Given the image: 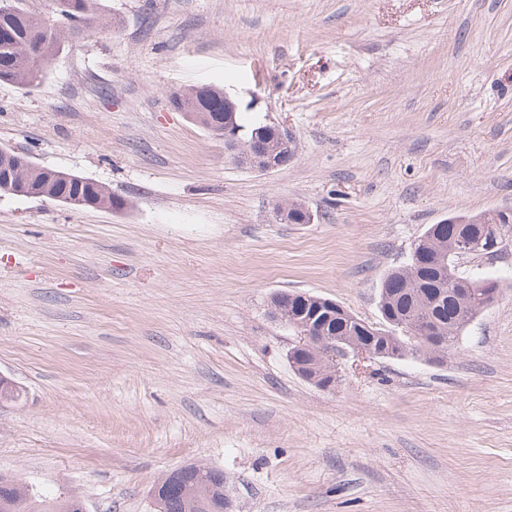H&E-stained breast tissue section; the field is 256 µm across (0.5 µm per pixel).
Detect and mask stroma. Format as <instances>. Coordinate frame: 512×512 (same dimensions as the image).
I'll use <instances>...</instances> for the list:
<instances>
[{
    "label": "stroma",
    "mask_w": 512,
    "mask_h": 512,
    "mask_svg": "<svg viewBox=\"0 0 512 512\" xmlns=\"http://www.w3.org/2000/svg\"><path fill=\"white\" fill-rule=\"evenodd\" d=\"M43 82H0V148L92 178L123 211L0 194V474L154 512L173 469L231 512H512V228L461 275L498 301L442 362L299 377L274 293L381 320L428 225L512 209V0H96ZM202 84L297 141L262 173L170 104ZM303 203L309 224L276 221Z\"/></svg>",
    "instance_id": "stroma-1"
}]
</instances>
